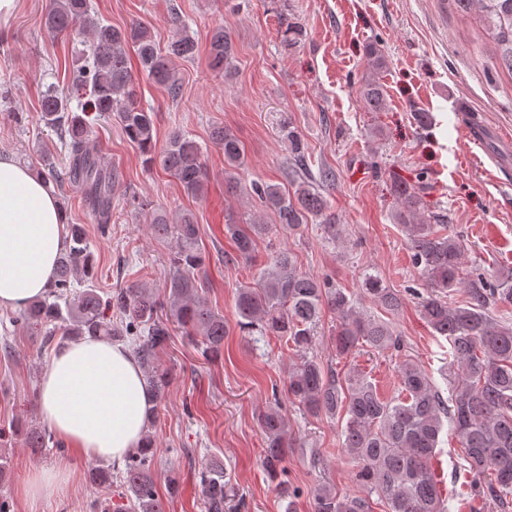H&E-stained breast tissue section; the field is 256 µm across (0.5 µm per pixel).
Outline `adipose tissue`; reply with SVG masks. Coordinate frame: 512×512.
<instances>
[{"mask_svg":"<svg viewBox=\"0 0 512 512\" xmlns=\"http://www.w3.org/2000/svg\"><path fill=\"white\" fill-rule=\"evenodd\" d=\"M68 224L58 198L33 170L0 153V307L21 308L49 290ZM40 414L80 457L121 464L142 447L153 407L137 359L103 338L55 347L38 384ZM73 480L66 465L32 472L22 485L29 504L60 499Z\"/></svg>","mask_w":512,"mask_h":512,"instance_id":"obj_1","label":"adipose tissue"}]
</instances>
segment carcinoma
Returning <instances> with one entry per match:
<instances>
[{
    "label": "carcinoma",
    "mask_w": 512,
    "mask_h": 512,
    "mask_svg": "<svg viewBox=\"0 0 512 512\" xmlns=\"http://www.w3.org/2000/svg\"><path fill=\"white\" fill-rule=\"evenodd\" d=\"M455 2L464 11L480 13L496 46L497 60L512 71V0ZM44 26L52 35L75 29L89 35L71 85L51 86L41 97L39 121L69 149V161L62 168L49 151L41 153L44 179L59 191L69 185L84 189L88 207L101 229L107 230L117 175L91 150L90 136L95 121L111 115L119 120L146 167L162 168L184 193L200 196L206 180L200 146L175 131L165 149H156L153 113L138 100L130 68L133 52L143 73L178 96L181 83L175 62L194 57L197 43L192 36L178 33L162 49L140 23L120 28L102 22L91 13L90 0H50ZM282 37L288 46L296 45L303 37L301 25L285 19ZM365 57L369 74L361 83L360 96L368 109L380 112L387 99L378 74L386 69L387 58L376 40L365 46ZM209 66L226 78L236 69L235 43L221 26L210 34ZM74 97L83 99L76 111L71 107ZM279 132L295 165L303 167L305 144L298 129L288 119L280 123ZM211 137L224 152L225 182L232 189L237 171L245 166L244 149L224 127L214 128ZM334 182L333 171L323 169L319 181L302 180L292 193L260 180L251 183V190L275 213L280 229L293 232L319 219L334 240L340 236L339 225L318 188L320 183L331 186ZM393 188L402 203L396 219L424 280V291L417 293L421 312L435 335L445 337L450 346L446 390L411 359L399 366L401 395L389 400L363 374L352 371L342 379L324 366L311 350L326 309L338 317L331 341L340 356L359 347L400 352L404 342L388 322L357 310L352 296L332 279L319 280L301 272L286 250L272 253L253 285L239 288L238 325L245 332L282 336L292 343L298 360L288 369L289 397L310 414L346 418L342 447L360 464L358 480L386 501L388 512H448L431 467L446 429L463 449L464 470L485 478L483 494L507 503L512 500V325L493 318L490 310L512 307V286L483 271L464 272L460 240L435 230L440 219L429 209L423 180L410 183L399 177ZM150 230L159 240H176L166 284L170 319L159 316V297L142 283L101 296L93 284L96 262L84 228L73 224L48 293L24 307L15 322L40 327L44 347L72 336L131 341L153 396L160 400L169 378L157 363V353L171 338L170 322L200 336L206 357L221 352L227 329L224 316L204 297L201 271L206 254L199 244L193 213L159 208ZM224 231L238 254L251 260L256 241L270 233L271 225L229 219ZM77 284L85 289L74 291ZM362 290L387 313L402 307L400 291L385 286L377 276L365 277ZM459 292L465 299H456ZM258 423L267 443L263 466L276 479L285 473L288 419L279 406L270 405ZM50 440L44 430L32 428L27 433V445L34 450L49 447ZM153 447L154 439L148 433L143 446L126 459L119 475L126 503L118 512H164L152 477ZM200 483L207 512H224V506L235 501L237 492L224 480L222 461H214L202 473ZM314 508L315 512H369L365 499L340 497L329 485L315 489Z\"/></svg>",
    "instance_id": "carcinoma-1"
}]
</instances>
